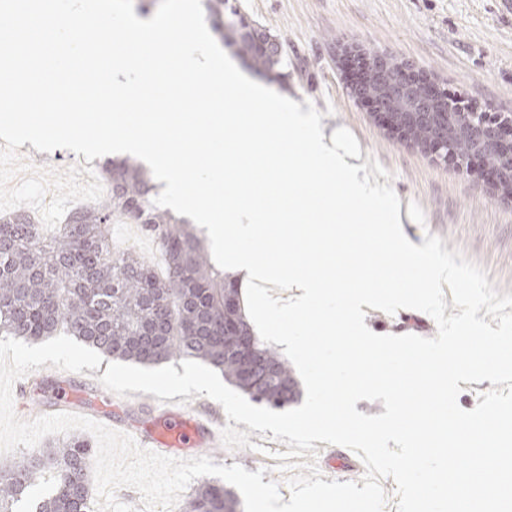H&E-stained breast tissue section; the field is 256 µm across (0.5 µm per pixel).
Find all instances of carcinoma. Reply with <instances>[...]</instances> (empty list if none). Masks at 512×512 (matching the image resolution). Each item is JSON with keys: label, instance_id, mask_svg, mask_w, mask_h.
Returning <instances> with one entry per match:
<instances>
[{"label": "carcinoma", "instance_id": "carcinoma-1", "mask_svg": "<svg viewBox=\"0 0 512 512\" xmlns=\"http://www.w3.org/2000/svg\"><path fill=\"white\" fill-rule=\"evenodd\" d=\"M228 2L205 0L220 39L255 70L282 78L281 55L262 47L279 43L278 37ZM102 173L103 199L71 212L52 234L25 211L0 217V334L37 342L63 331L107 357L140 364L193 358L272 410L296 402L288 361L248 324L237 282L215 263L203 232L153 204L155 185L138 161L108 159ZM114 216L142 227L163 257L162 268L112 250ZM245 335L252 337L251 359L268 372L261 387L243 376L236 355ZM91 461L90 442L74 435L36 455L1 462L0 512H16L47 473L52 481L35 512H92ZM182 512H241L240 500L206 480Z\"/></svg>", "mask_w": 512, "mask_h": 512}]
</instances>
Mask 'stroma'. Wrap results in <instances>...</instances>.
<instances>
[{"label": "stroma", "mask_w": 512, "mask_h": 512, "mask_svg": "<svg viewBox=\"0 0 512 512\" xmlns=\"http://www.w3.org/2000/svg\"><path fill=\"white\" fill-rule=\"evenodd\" d=\"M281 43L286 85L272 83L325 112L329 126H343L360 144L364 161H377L388 173L402 204H419L424 224H407L406 237L416 245L425 235L442 239L485 270L499 294L512 293V198L493 191L481 168L460 171L433 162L414 148L389 138L354 97L347 84L340 50L357 46L407 61L449 94L486 112L512 114V12L499 0H231ZM34 168L64 173L85 167L83 156L66 149H18ZM368 328L381 335L413 334L431 338L437 324L428 314L405 309L393 315H367ZM285 443L233 421L224 425V445L200 446L197 456L214 464L241 465L277 481L289 497L285 475L273 452ZM316 465L323 481L358 482L345 447H318Z\"/></svg>", "instance_id": "obj_1"}]
</instances>
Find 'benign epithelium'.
I'll use <instances>...</instances> for the list:
<instances>
[{"label": "benign epithelium", "mask_w": 512, "mask_h": 512, "mask_svg": "<svg viewBox=\"0 0 512 512\" xmlns=\"http://www.w3.org/2000/svg\"><path fill=\"white\" fill-rule=\"evenodd\" d=\"M342 56L347 61L350 89L369 108L375 122L390 137L405 141L407 126L414 121H429L434 127L448 124V101L452 96L442 90L426 74L406 61L388 55L373 59L356 48L346 47ZM374 68L383 81L397 87L399 105L387 109L372 97L361 95L365 72ZM458 132L469 137L475 145L462 159L455 157L442 137L431 135L422 141H411L414 149L431 159L464 170L474 163L483 166L491 178L494 190L503 197L512 198V116L498 112H472L467 123Z\"/></svg>", "instance_id": "7a95c632"}]
</instances>
